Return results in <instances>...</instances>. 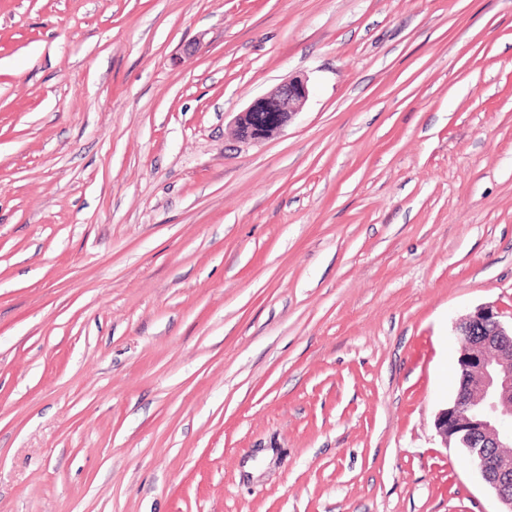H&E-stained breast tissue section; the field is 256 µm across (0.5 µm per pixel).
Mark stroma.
<instances>
[{
	"mask_svg": "<svg viewBox=\"0 0 512 512\" xmlns=\"http://www.w3.org/2000/svg\"><path fill=\"white\" fill-rule=\"evenodd\" d=\"M484 304L512 0H0V512H498L435 428ZM309 97L306 77L293 76L254 99L235 117V133L248 143H261L288 126Z\"/></svg>",
	"mask_w": 512,
	"mask_h": 512,
	"instance_id": "obj_1",
	"label": "stroma"
}]
</instances>
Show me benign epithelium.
Instances as JSON below:
<instances>
[{"mask_svg":"<svg viewBox=\"0 0 512 512\" xmlns=\"http://www.w3.org/2000/svg\"><path fill=\"white\" fill-rule=\"evenodd\" d=\"M309 97L308 80L293 76L254 99L236 114L235 132L248 143H260L288 126ZM460 342L463 386L452 405L439 412L436 430L445 444L468 446L478 432L477 466L483 480L512 512V323L491 305L466 315L455 325Z\"/></svg>","mask_w":512,"mask_h":512,"instance_id":"1","label":"benign epithelium"}]
</instances>
